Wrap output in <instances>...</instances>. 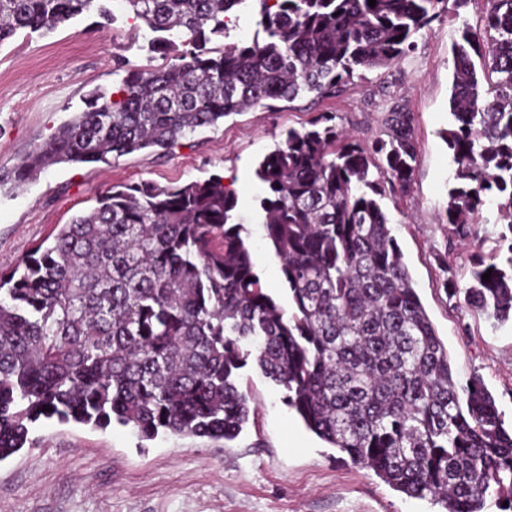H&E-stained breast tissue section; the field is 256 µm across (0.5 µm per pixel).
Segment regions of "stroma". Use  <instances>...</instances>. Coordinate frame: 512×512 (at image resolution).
Segmentation results:
<instances>
[{"mask_svg":"<svg viewBox=\"0 0 512 512\" xmlns=\"http://www.w3.org/2000/svg\"><path fill=\"white\" fill-rule=\"evenodd\" d=\"M103 3L111 22L85 13L52 33L24 31L0 45V173L85 110L89 91L111 90L119 81L117 59L134 67L164 63V56L149 52L151 32L121 0ZM458 27L448 18L433 22L398 65L368 73L335 97L280 100L190 134L166 153L145 149L108 166L54 165L23 188L0 187V268L47 243L58 225L93 207L108 186L183 185L219 175L236 194L269 293L290 307L281 262L260 224V157L288 129L307 128L321 113L371 145L386 135V113L401 104L414 116L420 154L410 192L386 194L382 205L456 377L479 374L511 423L512 323L497 324L443 287L447 281L466 287L473 260L495 251L502 230L491 204L464 242L439 221L455 169L441 133L450 121V48ZM243 375L255 416L227 444L166 434L144 441L116 423L102 430L36 422L25 448L0 461V512H438L431 499L393 490L308 431L282 389L254 366Z\"/></svg>","mask_w":512,"mask_h":512,"instance_id":"35a3bbf8","label":"stroma"}]
</instances>
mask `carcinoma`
Wrapping results in <instances>:
<instances>
[{
  "label": "carcinoma",
  "mask_w": 512,
  "mask_h": 512,
  "mask_svg": "<svg viewBox=\"0 0 512 512\" xmlns=\"http://www.w3.org/2000/svg\"><path fill=\"white\" fill-rule=\"evenodd\" d=\"M122 2L176 62L118 60L125 76L112 93L93 92L0 185L19 188L57 164L165 152L256 106L333 96L397 64L415 35L471 0ZM486 2L482 30L463 25L452 46L444 140L455 174L442 222L464 240L495 203L505 231L463 293L503 324L512 320V0ZM255 4L264 37L207 47L229 14ZM94 8L105 13L97 0H0V45ZM385 126L387 138L365 148L321 114L260 161L261 224L289 311L268 293L237 197L218 175L106 188L52 245L1 270L0 461L42 417L99 429L116 421L144 440L232 441L254 413L242 383L252 360L310 431L393 489L441 512H484L489 496L512 512V427L480 376L454 377L381 205L385 187L411 188L413 114L396 105Z\"/></svg>",
  "instance_id": "1"
}]
</instances>
